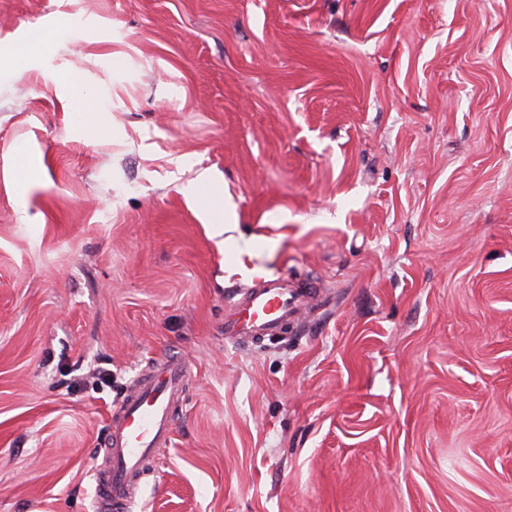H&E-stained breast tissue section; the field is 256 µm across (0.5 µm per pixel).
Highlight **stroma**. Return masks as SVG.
<instances>
[{
    "instance_id": "35a3bbf8",
    "label": "stroma",
    "mask_w": 512,
    "mask_h": 512,
    "mask_svg": "<svg viewBox=\"0 0 512 512\" xmlns=\"http://www.w3.org/2000/svg\"><path fill=\"white\" fill-rule=\"evenodd\" d=\"M25 43L0 512H96L112 414L171 351L193 377L128 512H512V0H0ZM274 274L321 302L225 342L226 296ZM214 182L215 178L208 171H203L197 185L190 191L191 198L201 212L203 223L222 224L223 215L225 224L237 223V215L229 205H224L223 213V205L212 191Z\"/></svg>"
}]
</instances>
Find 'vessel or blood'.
Wrapping results in <instances>:
<instances>
[{
    "label": "vessel or blood",
    "mask_w": 512,
    "mask_h": 512,
    "mask_svg": "<svg viewBox=\"0 0 512 512\" xmlns=\"http://www.w3.org/2000/svg\"><path fill=\"white\" fill-rule=\"evenodd\" d=\"M320 290L308 281L281 275L239 291L225 303L224 339L259 342L287 332L310 312ZM192 374L184 356L168 353L137 373L112 415L103 462L95 467L98 512H127L156 449L172 442L181 397Z\"/></svg>",
    "instance_id": "b4317fda"
}]
</instances>
